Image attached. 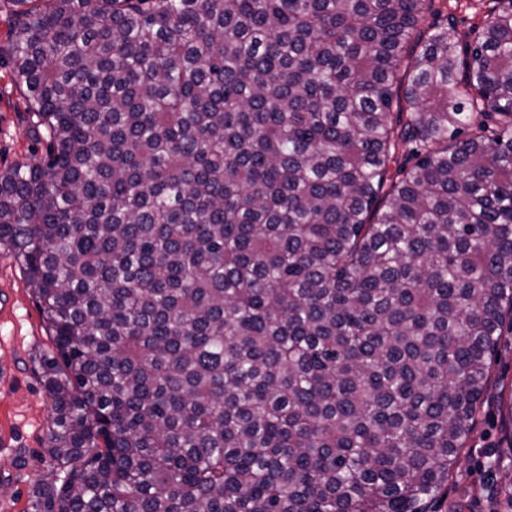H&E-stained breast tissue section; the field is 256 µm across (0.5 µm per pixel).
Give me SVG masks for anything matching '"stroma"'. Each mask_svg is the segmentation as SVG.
Masks as SVG:
<instances>
[{
	"label": "stroma",
	"instance_id": "obj_1",
	"mask_svg": "<svg viewBox=\"0 0 512 512\" xmlns=\"http://www.w3.org/2000/svg\"><path fill=\"white\" fill-rule=\"evenodd\" d=\"M31 124L10 65L0 58V170L41 154ZM51 347L25 271L0 245V512H31V492L44 475L52 412L39 357ZM491 375L479 422L437 512H512V404L504 396L512 389V333L498 345Z\"/></svg>",
	"mask_w": 512,
	"mask_h": 512
}]
</instances>
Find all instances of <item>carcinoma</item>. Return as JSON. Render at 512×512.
Listing matches in <instances>:
<instances>
[{
	"label": "carcinoma",
	"instance_id": "1",
	"mask_svg": "<svg viewBox=\"0 0 512 512\" xmlns=\"http://www.w3.org/2000/svg\"><path fill=\"white\" fill-rule=\"evenodd\" d=\"M13 3L32 512H433L512 330V0Z\"/></svg>",
	"mask_w": 512,
	"mask_h": 512
}]
</instances>
